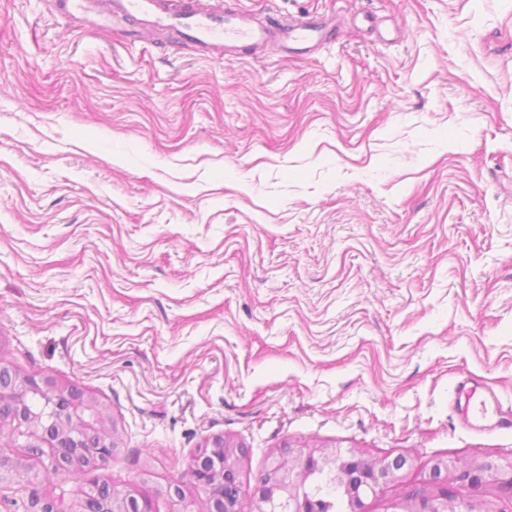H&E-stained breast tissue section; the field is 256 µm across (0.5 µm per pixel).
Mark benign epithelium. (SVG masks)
<instances>
[{"instance_id": "7a95c632", "label": "benign epithelium", "mask_w": 512, "mask_h": 512, "mask_svg": "<svg viewBox=\"0 0 512 512\" xmlns=\"http://www.w3.org/2000/svg\"><path fill=\"white\" fill-rule=\"evenodd\" d=\"M30 394L43 398L47 415L29 410L26 397ZM4 397L14 399L16 404L12 426L15 446L38 445L41 471L35 472L17 460L11 469H4L3 463L10 457L0 448V483L21 478L32 484L42 472L68 478L78 473L84 475L89 465H104L112 457L114 446L110 435L102 424L92 425L84 417V411L95 407L90 396L58 384L49 375L37 380L16 374L11 384L0 383V398ZM241 457V446L221 435L213 437L196 455L188 471L198 499L185 501L178 481L167 487L168 497L180 506L177 512H227L229 497L224 495V487L237 486ZM408 461L404 455L369 458L355 453L344 455L335 449L316 452L290 447L269 463L258 480L254 491L257 512H299L298 490L308 466L340 473L346 482L350 512H368L365 500L401 478ZM450 474L457 486L455 490L448 487ZM489 483L497 485L510 504L509 508L497 512H512V462L498 465L473 461L459 466L451 460L434 463L428 477L413 485L400 500L388 502L386 512H474L472 500L462 491L476 490ZM74 512H152V503L145 496L119 491L103 498L91 483L75 504Z\"/></svg>"}]
</instances>
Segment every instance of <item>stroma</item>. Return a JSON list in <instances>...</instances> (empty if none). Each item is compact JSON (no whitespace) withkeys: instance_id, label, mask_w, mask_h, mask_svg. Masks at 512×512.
Masks as SVG:
<instances>
[{"instance_id":"obj_1","label":"stroma","mask_w":512,"mask_h":512,"mask_svg":"<svg viewBox=\"0 0 512 512\" xmlns=\"http://www.w3.org/2000/svg\"><path fill=\"white\" fill-rule=\"evenodd\" d=\"M333 19L313 51L205 57L0 0V365L93 396V473L166 494L212 437L240 499L285 446L512 458V0H227ZM85 480L13 483L76 504ZM497 397L494 392L486 389L477 381L465 378L459 381L455 387L454 408L461 410L464 420L473 426L481 427L473 423L488 421L493 429L512 428V421L504 417L494 416ZM493 405V406H492Z\"/></svg>"}]
</instances>
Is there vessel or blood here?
Returning a JSON list of instances; mask_svg holds the SVG:
<instances>
[{
  "instance_id": "vessel-or-blood-1",
  "label": "vessel or blood",
  "mask_w": 512,
  "mask_h": 512,
  "mask_svg": "<svg viewBox=\"0 0 512 512\" xmlns=\"http://www.w3.org/2000/svg\"><path fill=\"white\" fill-rule=\"evenodd\" d=\"M54 13L92 16L103 31L120 22L141 23L148 32L173 31L180 45L202 55L231 51L244 43L258 48L277 45L284 50L307 51L324 43L333 25L322 17L284 21L271 16L256 20L222 0H49ZM497 397L477 381L466 378L455 387L454 405L466 422H485L508 429L512 421L494 414Z\"/></svg>"
}]
</instances>
